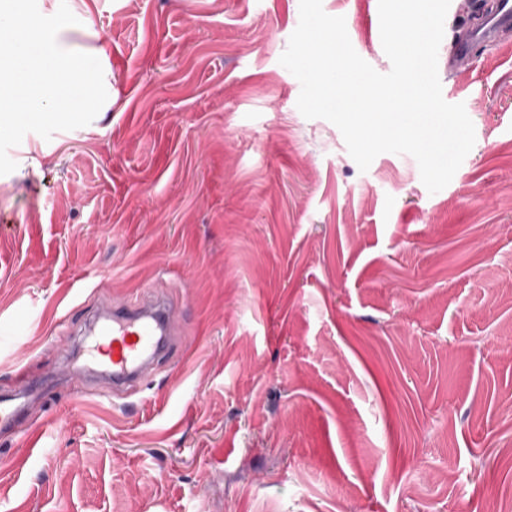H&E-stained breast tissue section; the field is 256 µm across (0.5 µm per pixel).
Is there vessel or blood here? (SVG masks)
<instances>
[{
  "label": "vessel or blood",
  "instance_id": "vessel-or-blood-1",
  "mask_svg": "<svg viewBox=\"0 0 512 512\" xmlns=\"http://www.w3.org/2000/svg\"><path fill=\"white\" fill-rule=\"evenodd\" d=\"M511 26L512 0H498L494 12L456 43L454 56L467 55L474 43L491 41L501 28ZM173 314L172 297L163 289L120 304L100 298L88 327L96 338L94 355L102 365L97 382L117 396L147 380L159 362L182 345Z\"/></svg>",
  "mask_w": 512,
  "mask_h": 512
}]
</instances>
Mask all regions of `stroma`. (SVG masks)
<instances>
[{
  "label": "stroma",
  "instance_id": "obj_1",
  "mask_svg": "<svg viewBox=\"0 0 512 512\" xmlns=\"http://www.w3.org/2000/svg\"><path fill=\"white\" fill-rule=\"evenodd\" d=\"M67 3L100 61L87 126L0 176V395L86 359L100 295L167 285L182 356L116 399L80 383L0 435V512H499L512 495V30L438 52L475 144L436 194L407 154L360 171L279 58L299 0ZM391 63L378 0H322ZM451 477H444V469Z\"/></svg>",
  "mask_w": 512,
  "mask_h": 512
}]
</instances>
